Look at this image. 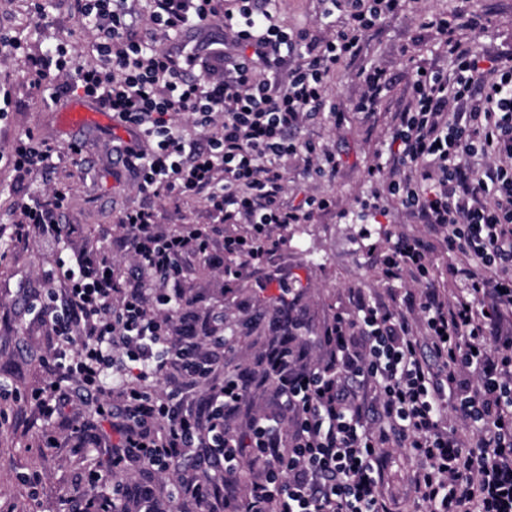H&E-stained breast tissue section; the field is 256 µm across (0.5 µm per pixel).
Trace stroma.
Returning <instances> with one entry per match:
<instances>
[{"mask_svg": "<svg viewBox=\"0 0 512 512\" xmlns=\"http://www.w3.org/2000/svg\"><path fill=\"white\" fill-rule=\"evenodd\" d=\"M31 3L0 0V97L12 100L0 112V228L16 220L28 197L57 188L69 197L59 222L72 239L79 244H106L120 234V211L144 200L137 183L129 174H117L113 163L112 139L125 131L112 120L66 126L62 111L70 98L51 99L48 91L32 83L29 55L62 44L75 63L87 65L94 58L90 34L68 0H52L43 20L36 17ZM430 12L483 15L486 29L466 31L468 41L491 55L512 53V0H406L403 13L369 31L357 61L329 75L339 115L309 120L301 136L335 153L336 173L308 176L304 155L290 156L288 188L282 198L288 206L309 195L325 197L329 207L316 212L308 223L273 228L261 274L230 282L221 271L225 236L249 234L246 224L223 225L221 234L213 238L210 258L189 255L183 262V290L197 319L222 315L225 326L235 333L231 342L215 348L217 364L209 381L185 390L189 410L204 411L212 386L225 376L243 373L257 381L231 422V432L243 433L254 413L274 414V386L259 380L263 357L288 347L297 369L321 358L326 352L325 331L336 313L348 308L352 289L386 295L382 261L389 237L402 232L428 238L426 226L384 193L382 176L371 168L387 148L393 116L408 92L411 64L448 66L447 58L437 52V36L422 26ZM370 63L386 67L390 88L376 112L366 116L354 112L353 104L362 92L359 69ZM26 133L55 144L82 139L87 149L81 155L64 156L21 182L6 157L14 140ZM152 204L157 224L168 232L207 231L215 223L200 199L184 200L163 192L153 197ZM56 260L57 251L44 236L32 235L21 244L0 237V381L11 389L9 395H0V512H69L79 496L108 492L116 485L130 488L135 499L148 495L160 512H194L191 496L170 503L169 475L139 464L113 467L107 441L83 428L94 419L93 408L71 412L49 425L40 416L31 393L50 380L42 357L51 338L31 312L29 300L47 287ZM281 281L292 288L289 340L271 304ZM48 430L55 438L50 448L44 444ZM414 466L404 450L393 449L384 486L392 512L416 508ZM95 474L100 477L96 483L91 480Z\"/></svg>", "mask_w": 512, "mask_h": 512, "instance_id": "1", "label": "stroma"}]
</instances>
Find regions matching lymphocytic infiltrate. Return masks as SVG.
Wrapping results in <instances>:
<instances>
[{"instance_id":"lymphocytic-infiltrate-1","label":"lymphocytic infiltrate","mask_w":512,"mask_h":512,"mask_svg":"<svg viewBox=\"0 0 512 512\" xmlns=\"http://www.w3.org/2000/svg\"><path fill=\"white\" fill-rule=\"evenodd\" d=\"M150 3V26L139 36L129 0H77L96 64L34 59V80L52 98L79 93L111 112L129 134L114 151L143 194L204 199L219 223L258 233L326 209L328 200L315 196L281 201L288 156L305 153L320 176L338 166L334 153L302 147L294 132L335 114L328 74L356 58L368 32L405 0H321L313 31L281 25L274 0ZM338 13L345 21L337 27L330 19ZM217 20L223 39L193 44ZM425 24L449 68L411 67V92L377 169L402 209L441 234L449 276L466 280L454 301L432 288L424 241L396 236L383 275L390 283L411 277L420 293L401 312L355 293L350 314L336 315L326 331V359L305 371L269 353L263 377L291 415V439L282 443L278 422L260 413L248 435L234 436L227 420L250 378L230 375L214 386L203 420L185 409L181 392L152 387L170 366L191 385L209 376L199 350L220 330L183 329L179 286L183 258L207 256L209 236L163 234L150 204L126 209L115 248L133 260L127 274L112 250L73 245L56 221L68 198L57 189L22 204L12 232L18 241L47 234L68 258L59 288L32 302L57 338L45 359L52 380L33 394L45 420L93 405L116 467L134 453L166 473L203 447L229 482L237 456L250 450L259 468L253 495L231 512H386L383 451L399 447L420 462L414 489L429 512H512V336L500 332L512 310V55L486 56L460 39V30L481 27L479 18L432 13ZM180 112L190 126L175 122ZM83 151L80 142L63 148L27 134L9 156L28 173ZM449 412L462 434L443 428Z\"/></svg>"}]
</instances>
